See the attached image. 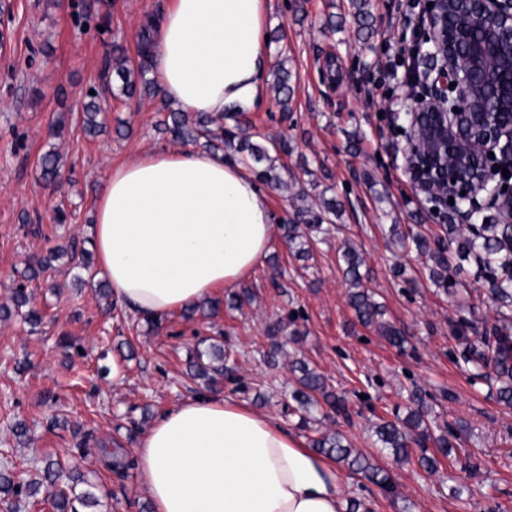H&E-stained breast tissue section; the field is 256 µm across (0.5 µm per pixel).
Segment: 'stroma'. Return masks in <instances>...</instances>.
<instances>
[{
	"label": "stroma",
	"mask_w": 512,
	"mask_h": 512,
	"mask_svg": "<svg viewBox=\"0 0 512 512\" xmlns=\"http://www.w3.org/2000/svg\"><path fill=\"white\" fill-rule=\"evenodd\" d=\"M166 2L0 0V305L9 303L31 261L69 240L91 238L95 194L111 166L135 148L173 146L155 127L162 98L112 99L109 130L95 137L85 135L82 114L90 91L100 88L101 63L113 45L136 56L143 24ZM399 4L369 0L370 27L362 33L350 0H273L269 26L281 28L283 39L270 44V64L291 72L292 117L282 120L271 93L250 114L254 141L285 136L294 148L272 207L285 220L303 202L337 199L342 233L315 245L305 262L275 240L247 282L253 302L225 310L212 325L176 313L155 329L121 307L105 313L95 268L55 261L45 278L26 285L42 323L0 320V469L28 480L45 458H58L89 476L109 512H152L134 469L111 467L105 452L131 454L162 409L204 393L189 374L187 355L210 338L238 359V381L220 385V392L271 415L304 441L341 433L355 452L388 471L390 494L345 473L365 512H512V406L498 401L489 380L464 371L462 344L451 330L462 319L495 323L486 282L475 261L449 254L456 288L474 292L460 302L431 282L428 257L403 251L389 233L396 224L434 237L446 222L394 158L398 137L387 114L401 94L400 78L382 63L417 34ZM52 149L73 172L58 194L45 187L39 167ZM302 191L307 200L299 199ZM59 207L66 223L55 219ZM346 241L365 256V286L384 304L385 320L405 333L404 347L357 321L338 265ZM399 263L407 268L400 278L393 273ZM295 330L302 334L297 343L275 349V341ZM126 342L135 357L126 360L117 386L107 368L123 358ZM296 359L326 378L346 414L325 405L309 426L300 425L288 410ZM413 393L434 424L469 432L455 456L440 458L432 471L395 463L375 442L376 423L406 415ZM21 421L27 434L20 438ZM76 423L86 432L80 443L72 435ZM468 453L477 458L478 473L461 470Z\"/></svg>",
	"instance_id": "stroma-1"
}]
</instances>
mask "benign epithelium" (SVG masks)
Wrapping results in <instances>:
<instances>
[{"label": "benign epithelium", "mask_w": 512, "mask_h": 512, "mask_svg": "<svg viewBox=\"0 0 512 512\" xmlns=\"http://www.w3.org/2000/svg\"><path fill=\"white\" fill-rule=\"evenodd\" d=\"M419 38L409 54L425 61V73L404 77L406 99L401 150L414 188L437 210L451 209L461 223L472 213L495 210L496 223L512 224V68L491 72L493 86L509 101L480 125L483 90L473 71L512 44V0H428ZM508 169L505 178L502 169Z\"/></svg>", "instance_id": "benign-epithelium-1"}]
</instances>
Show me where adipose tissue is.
Here are the masks:
<instances>
[{
  "label": "adipose tissue",
  "instance_id": "1",
  "mask_svg": "<svg viewBox=\"0 0 512 512\" xmlns=\"http://www.w3.org/2000/svg\"><path fill=\"white\" fill-rule=\"evenodd\" d=\"M272 0H168L152 75L191 114L252 111L267 95ZM276 237L268 194L219 154L157 147L111 167L92 246L112 299L159 320L240 287ZM154 512H345L335 462L245 401L185 398L132 450Z\"/></svg>",
  "mask_w": 512,
  "mask_h": 512
}]
</instances>
